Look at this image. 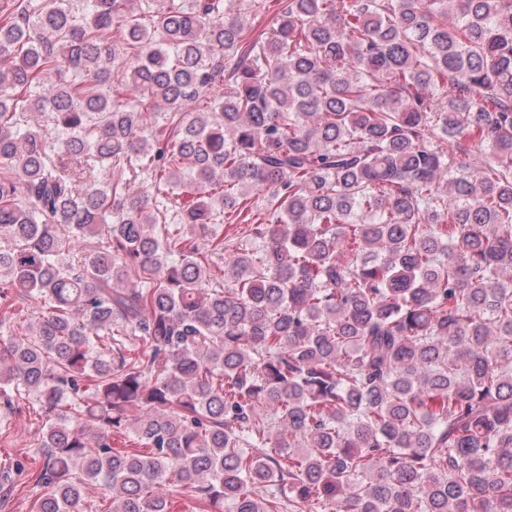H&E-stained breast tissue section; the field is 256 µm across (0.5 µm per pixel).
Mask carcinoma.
<instances>
[{
    "label": "carcinoma",
    "instance_id": "obj_1",
    "mask_svg": "<svg viewBox=\"0 0 512 512\" xmlns=\"http://www.w3.org/2000/svg\"><path fill=\"white\" fill-rule=\"evenodd\" d=\"M277 2L0 7L31 512H512V0Z\"/></svg>",
    "mask_w": 512,
    "mask_h": 512
}]
</instances>
